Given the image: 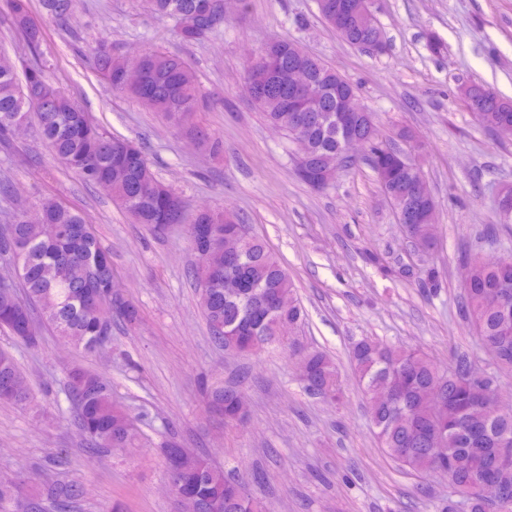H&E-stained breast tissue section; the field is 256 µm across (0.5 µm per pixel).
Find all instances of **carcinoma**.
Returning <instances> with one entry per match:
<instances>
[{
	"label": "carcinoma",
	"mask_w": 512,
	"mask_h": 512,
	"mask_svg": "<svg viewBox=\"0 0 512 512\" xmlns=\"http://www.w3.org/2000/svg\"><path fill=\"white\" fill-rule=\"evenodd\" d=\"M13 27L29 48L36 52L42 41V27L29 13L28 0H8ZM151 14L174 22L175 38L186 46L204 41L224 25L220 0H142ZM75 0H42L48 17L63 19ZM377 26L354 22L339 32L355 48H363L376 36ZM95 68L100 78L114 91L138 100L152 112L162 114L201 151L217 155L222 141L193 120L199 107L195 76L177 54L147 50L142 66L153 94L143 98L123 84V60L112 56L102 44L93 48ZM260 59L275 67L276 85L253 99L266 122L279 128L288 141L299 140L307 164L317 169L328 166L339 156L341 134L336 130L333 104H319V121L294 135L298 113L290 110L288 68L298 61V46L280 38L266 41ZM311 72L327 88L340 82L352 87L335 70L314 59ZM48 82L42 68L24 71L17 79L10 58L0 52V145L8 146L16 123L28 121L35 113L41 136L49 143L54 158L62 165L77 161L74 173L94 185L92 173L112 171L108 185L112 199L137 224L154 230L169 224L155 202L161 192L177 213V223L191 232L194 224H214L224 235V247L215 248L194 240L191 248L197 257L198 283L213 287L199 295V304L211 335L220 347L238 354H252L266 346L280 344L282 324L297 330L304 311L294 298V287L286 269L265 242L250 235L247 226L228 211L211 208L190 209L170 187L160 182L151 170L147 155L138 143L107 135L91 125L86 114L66 92L48 97ZM486 96L482 111L475 117L501 138L512 139V101L496 92L477 87ZM398 130L391 139L372 132L367 160L376 174L384 196L393 207L405 205L410 211L406 233L412 241L429 251L436 245V210L433 197L418 184V170L411 156L397 148ZM36 208L42 222H29L24 211L16 212L11 223L0 227V261L10 263L7 249L20 246L22 275L0 287V327L30 348L41 342V330L49 326L65 342L84 352L99 351L98 336L104 325L121 320L133 326L139 317L137 306L128 299L109 293L112 281V256L102 248L95 230L84 216L53 198L41 199ZM464 267L463 308L465 318L491 357V368L479 370L473 379L474 361L460 353L448 366H438L427 354L407 347L383 345L362 339L351 348L358 386L368 398L370 420L381 447L401 467L431 473L448 466V488L460 498L461 512H512V499L491 506V495L481 488L497 462L496 448L505 438L512 439V414L492 416L476 401L480 388L496 390L501 377L512 376V307L499 299V287L512 285V257L489 267L475 254L462 257ZM101 281L97 299L85 297L84 285L90 270ZM239 281L242 288L230 287ZM302 368L306 392L336 402L341 390L338 371L322 351L291 346ZM445 389L446 400L426 398L428 387ZM68 398L75 409L79 426L95 451L126 450L139 447L138 418L112 402V386L103 376L74 367L68 372ZM33 400L26 379L12 354L0 351V403L26 405ZM206 406L223 410L224 421L236 422L238 397L222 387L207 393ZM164 467L176 493L193 496L199 512H273L272 504L252 496L248 479L234 478L204 457L189 455L179 459L177 444L169 442L162 450ZM19 482L0 478V509L16 497ZM83 488L78 483L47 481L28 498L31 506H48L55 512H69Z\"/></svg>",
	"instance_id": "carcinoma-1"
}]
</instances>
